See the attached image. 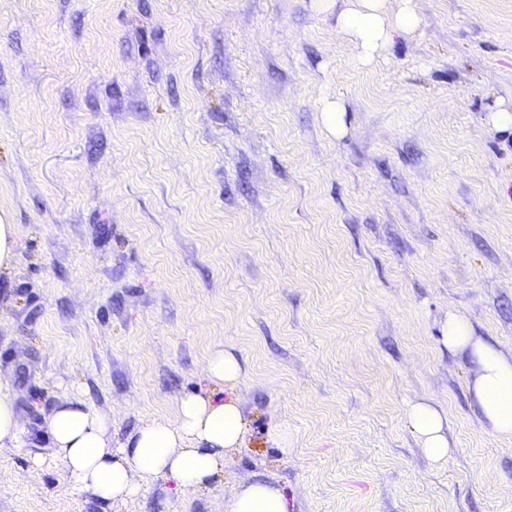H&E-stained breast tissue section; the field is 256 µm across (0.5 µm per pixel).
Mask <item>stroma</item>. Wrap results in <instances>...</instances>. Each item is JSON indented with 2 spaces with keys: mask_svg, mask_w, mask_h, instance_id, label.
<instances>
[{
  "mask_svg": "<svg viewBox=\"0 0 512 512\" xmlns=\"http://www.w3.org/2000/svg\"><path fill=\"white\" fill-rule=\"evenodd\" d=\"M412 6L365 64L313 0H0V390L29 432L0 512H227L256 481L290 512H512V439L442 343L453 313L512 354V0ZM217 350L245 431L207 487L105 504L31 467L66 398L117 448ZM322 122L333 135L340 136L345 130L344 107L340 98H325L322 102ZM17 236V224H10L8 217L0 214V272L8 270L14 263ZM412 431L426 455L436 462H447L450 451L445 428L448 420L437 409L427 404H416L408 410Z\"/></svg>",
  "mask_w": 512,
  "mask_h": 512,
  "instance_id": "35a3bbf8",
  "label": "stroma"
}]
</instances>
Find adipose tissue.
Wrapping results in <instances>:
<instances>
[{
	"instance_id": "1",
	"label": "adipose tissue",
	"mask_w": 512,
	"mask_h": 512,
	"mask_svg": "<svg viewBox=\"0 0 512 512\" xmlns=\"http://www.w3.org/2000/svg\"><path fill=\"white\" fill-rule=\"evenodd\" d=\"M317 0L320 10L336 11L340 32L359 43L363 62H371L393 37L414 30L420 19L412 0ZM444 343L450 352L468 355L477 375L470 392L496 436L512 439V356L475 336L463 317L448 318ZM408 419L426 455L447 461V419L437 409L416 404ZM54 459L63 466L73 493L90 492L103 502L127 500L142 490L143 480L164 476L181 488L206 486L224 470L227 452L241 447L244 419L235 397L189 394L181 398L175 420L154 418L141 425L126 444L112 446V420L75 397L56 407L48 422ZM227 512H288L283 490L270 483L242 487Z\"/></svg>"
}]
</instances>
